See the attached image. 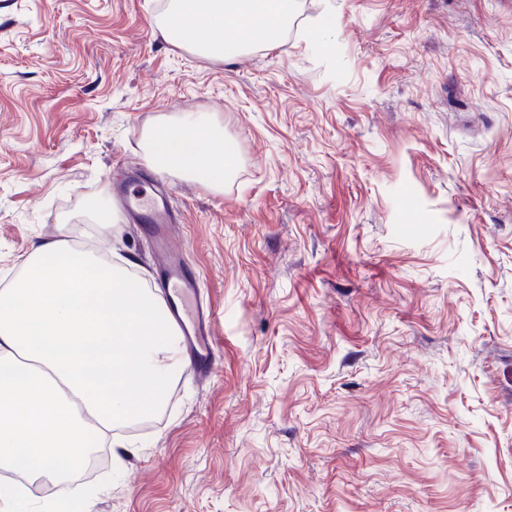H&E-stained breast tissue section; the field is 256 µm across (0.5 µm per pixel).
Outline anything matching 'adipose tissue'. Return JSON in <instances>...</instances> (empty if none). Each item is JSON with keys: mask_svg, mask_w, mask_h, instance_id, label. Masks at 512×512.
Returning a JSON list of instances; mask_svg holds the SVG:
<instances>
[{"mask_svg": "<svg viewBox=\"0 0 512 512\" xmlns=\"http://www.w3.org/2000/svg\"><path fill=\"white\" fill-rule=\"evenodd\" d=\"M299 0H169L162 38L227 62L276 43ZM144 159L157 172L223 188L233 156L219 125L191 114L152 126ZM163 302L127 268L61 238L39 245L0 289V464L37 460L57 478L78 467L89 432L157 410L179 336Z\"/></svg>", "mask_w": 512, "mask_h": 512, "instance_id": "ef3b65f1", "label": "adipose tissue"}]
</instances>
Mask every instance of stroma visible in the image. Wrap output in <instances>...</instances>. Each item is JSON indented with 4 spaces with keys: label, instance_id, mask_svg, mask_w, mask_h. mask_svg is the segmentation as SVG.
Wrapping results in <instances>:
<instances>
[{
    "label": "stroma",
    "instance_id": "obj_1",
    "mask_svg": "<svg viewBox=\"0 0 512 512\" xmlns=\"http://www.w3.org/2000/svg\"><path fill=\"white\" fill-rule=\"evenodd\" d=\"M166 3L0 0V287L65 230L154 281L93 205L160 121L237 144L223 192L166 180L218 370L90 437L75 512H512V0H300L223 63Z\"/></svg>",
    "mask_w": 512,
    "mask_h": 512
}]
</instances>
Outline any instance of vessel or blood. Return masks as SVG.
Listing matches in <instances>:
<instances>
[{
  "mask_svg": "<svg viewBox=\"0 0 512 512\" xmlns=\"http://www.w3.org/2000/svg\"><path fill=\"white\" fill-rule=\"evenodd\" d=\"M130 177L138 182V189L119 188L118 199L129 214L150 225L158 242L160 286L170 299L165 316L182 338L194 375L200 379L209 378L217 365L212 336L215 312L210 304L200 301L199 281L170 241L168 226L173 215L168 194L154 183L146 182L144 174L138 171H131Z\"/></svg>",
  "mask_w": 512,
  "mask_h": 512,
  "instance_id": "vessel-or-blood-1",
  "label": "vessel or blood"
}]
</instances>
